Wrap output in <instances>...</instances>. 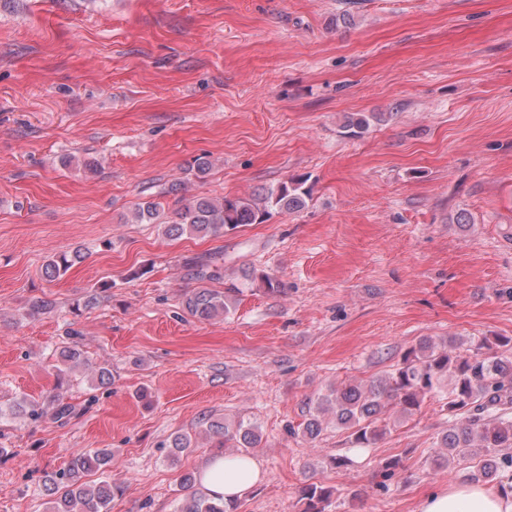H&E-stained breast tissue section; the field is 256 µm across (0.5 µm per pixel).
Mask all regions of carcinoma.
Segmentation results:
<instances>
[{
    "mask_svg": "<svg viewBox=\"0 0 512 512\" xmlns=\"http://www.w3.org/2000/svg\"><path fill=\"white\" fill-rule=\"evenodd\" d=\"M369 128L370 120L363 115L349 117L343 125L349 137H361ZM305 183L304 179H293L249 198L214 200L199 196L187 202L179 200L170 212L159 201H144L137 205L134 218L141 224L160 225L163 234L171 238L207 236L245 224H263L278 211L305 209L311 197ZM83 258L78 250L53 254L44 264L43 274L49 280L58 279ZM221 260L218 254L185 262L187 274L197 287L184 295L182 304L199 321L222 318L234 307L235 300L228 292L211 286L221 279ZM511 343L509 338H498L463 349L424 337L384 376L336 387L317 397L314 411L298 426V432L316 440L324 430V415L329 413L336 428L347 431L354 443L368 447L383 439L393 414L412 415L425 398L440 396L446 400L451 420L437 447L445 449V457L470 464L472 479L494 481L512 472V357L497 351ZM49 402L53 405L50 413L38 401L23 398L7 411L0 408V417L9 414L37 419L49 414L61 421L71 414L72 407L63 397L53 395ZM204 433L216 439L226 455L235 454L239 448H255L261 442L256 427L241 420L231 423L210 418ZM169 447L175 461L196 447V441L190 433L178 432L171 437ZM111 465L112 450L98 448L73 455L63 472L45 473L43 487L50 497L51 512H109L120 487L87 476ZM180 487L174 512H236V507L230 508L201 491L191 473L183 477ZM331 495V489L314 482L299 488V496L307 504L305 512H325Z\"/></svg>",
    "mask_w": 512,
    "mask_h": 512,
    "instance_id": "obj_1",
    "label": "carcinoma"
}]
</instances>
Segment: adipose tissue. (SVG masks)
I'll use <instances>...</instances> for the list:
<instances>
[{"label": "adipose tissue", "instance_id": "obj_1", "mask_svg": "<svg viewBox=\"0 0 512 512\" xmlns=\"http://www.w3.org/2000/svg\"><path fill=\"white\" fill-rule=\"evenodd\" d=\"M261 479V467L250 456L227 457L214 453L198 473V482L212 497L234 500ZM420 512H512V493L458 484L429 495Z\"/></svg>", "mask_w": 512, "mask_h": 512}]
</instances>
